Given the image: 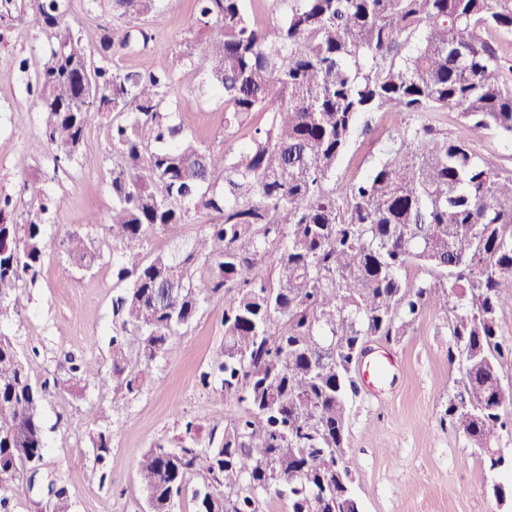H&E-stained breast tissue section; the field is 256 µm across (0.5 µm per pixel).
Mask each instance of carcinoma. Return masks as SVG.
<instances>
[{
	"label": "carcinoma",
	"instance_id": "cac0c4a2",
	"mask_svg": "<svg viewBox=\"0 0 512 512\" xmlns=\"http://www.w3.org/2000/svg\"><path fill=\"white\" fill-rule=\"evenodd\" d=\"M155 2L113 0L112 8L137 19ZM272 2L276 18L260 24L246 0H194L214 31L192 34L179 59L199 67L205 93L224 103L216 146L185 129L172 68H112L113 49L147 39L144 31L102 28L94 65L64 22L68 0H37L17 16L49 40L37 75L43 130L31 149L56 167L77 164L91 100L113 113L107 226L123 288L112 299L103 385L139 393L145 369L172 350L201 304L222 303L224 344L201 382L245 412L218 447L200 446L187 421L174 446L146 449L138 473L149 512H172L188 492L197 512H260L271 491L288 512H359L347 456L355 352L368 336L400 341L427 312H454L448 359L467 360L448 420L490 473L512 463L489 452L512 406L501 384L512 347L497 340L498 311L512 305V173L430 122L452 111L475 137L512 138V44L496 38L512 34V0ZM396 111L412 126L365 176L327 188L361 121ZM255 112L266 124L237 141ZM60 206L40 198L19 223L8 217L11 199L0 200V319L41 266L44 216ZM196 211L212 220L189 250L140 260L150 233L178 239ZM65 250L80 268L97 258L78 234L67 235ZM273 252L271 282L255 268ZM410 265L429 277L408 285ZM48 390L0 330V489L27 478L53 499L52 512H73L41 471ZM194 476L205 481L191 488Z\"/></svg>",
	"mask_w": 512,
	"mask_h": 512
}]
</instances>
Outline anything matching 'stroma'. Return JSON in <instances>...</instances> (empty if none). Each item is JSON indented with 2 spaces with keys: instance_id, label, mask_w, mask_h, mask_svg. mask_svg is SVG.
Here are the masks:
<instances>
[{
  "instance_id": "stroma-1",
  "label": "stroma",
  "mask_w": 512,
  "mask_h": 512,
  "mask_svg": "<svg viewBox=\"0 0 512 512\" xmlns=\"http://www.w3.org/2000/svg\"><path fill=\"white\" fill-rule=\"evenodd\" d=\"M65 21L92 50L106 25L148 32L147 47L114 52L113 66H172L171 93L185 128L203 143L219 142L224 104L201 95L198 68L178 60L185 37L201 28L193 0H159L155 14L136 20L113 14L109 0H70ZM46 56L45 35L0 19V198L12 199L18 219L30 210L32 189L62 202L45 226L42 265L20 282L18 311L0 321V330L12 337L32 381L53 384L41 407L49 445L45 469L61 476L75 512H148L138 475L145 449L173 443L187 420L194 421L200 445L220 443L229 420L244 411L200 381L224 341L222 307L213 301L200 307L191 327L175 337L172 352L151 365L137 395L119 399L102 384L110 367L112 297L119 288V254L102 224L112 208V115L95 117L78 165L57 169L32 152L31 142L42 133L36 75ZM387 119L381 112L363 119L336 169L337 183L363 177L410 121L404 113L396 125ZM431 122L450 136L473 139L476 151L495 154L512 169L511 141L492 133L472 138L453 112L433 113ZM93 215L99 218L94 225ZM210 220L207 213L192 214L177 242L153 234L144 259L178 254ZM72 233L91 240L98 257L90 269L70 262L62 241ZM449 324L426 314L400 341L372 343L392 353L397 364L374 386L360 385L349 403L348 457L360 512H512V501L497 502L492 490L493 483L512 482V472L489 475L479 449L445 415L463 377L448 360ZM71 357L80 366L74 374ZM102 430L112 436L103 461L96 448Z\"/></svg>"
}]
</instances>
